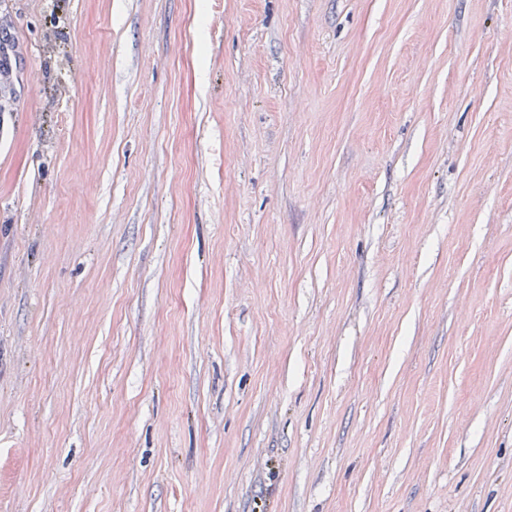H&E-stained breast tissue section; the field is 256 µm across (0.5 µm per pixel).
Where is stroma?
<instances>
[{
  "mask_svg": "<svg viewBox=\"0 0 512 512\" xmlns=\"http://www.w3.org/2000/svg\"><path fill=\"white\" fill-rule=\"evenodd\" d=\"M0 512H512V0H0Z\"/></svg>",
  "mask_w": 512,
  "mask_h": 512,
  "instance_id": "obj_1",
  "label": "stroma"
}]
</instances>
